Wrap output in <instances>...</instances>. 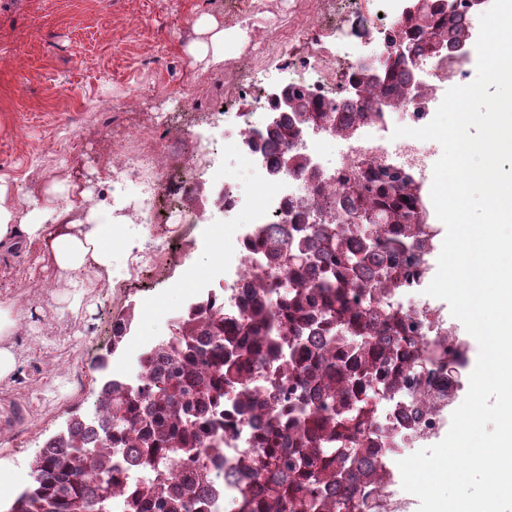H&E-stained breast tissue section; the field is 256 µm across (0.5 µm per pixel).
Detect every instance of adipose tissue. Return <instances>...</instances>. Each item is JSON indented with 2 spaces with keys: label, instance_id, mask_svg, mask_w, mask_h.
Listing matches in <instances>:
<instances>
[{
  "label": "adipose tissue",
  "instance_id": "obj_1",
  "mask_svg": "<svg viewBox=\"0 0 512 512\" xmlns=\"http://www.w3.org/2000/svg\"><path fill=\"white\" fill-rule=\"evenodd\" d=\"M194 27L203 36L192 48L194 57L210 65L223 62L229 51L242 48L247 42L246 29H226L208 15L199 17ZM61 212L52 206L33 205L20 211L7 202V189L0 185V247L22 241H39L48 224L59 223L60 228L51 238L53 261L58 269L70 272L73 287H82L81 276L90 269L101 274L100 288H110L105 273L111 266V254L103 241L111 231L112 213L104 208L90 209L83 222L61 224ZM20 314L13 303L0 300V382L10 380L17 370L18 355L10 339L14 336Z\"/></svg>",
  "mask_w": 512,
  "mask_h": 512
}]
</instances>
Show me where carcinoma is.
<instances>
[{
    "mask_svg": "<svg viewBox=\"0 0 512 512\" xmlns=\"http://www.w3.org/2000/svg\"><path fill=\"white\" fill-rule=\"evenodd\" d=\"M469 0H428L424 17H403L400 34L427 51V29L448 38L453 50L470 38L459 8ZM349 81L362 96L397 106L418 95L407 64L386 59L379 75L353 71ZM291 116L275 122L273 136L285 147L306 130L312 113L331 121L342 137L366 118L359 112H326L322 100L297 88ZM341 204L306 223L291 220L293 232H260L254 253L286 269L290 284L255 282L241 314H226L206 297L192 305L175 333L140 359L138 381L110 380L100 391L94 420L75 417L32 465V486L18 494L9 512H114L113 497L124 488L123 512H208L224 459V420L217 410L228 401L239 414L262 417L253 448L236 468L259 485L242 483L231 498L234 512H370L357 485L378 480L371 449L388 448L390 436L372 430L377 400L389 379L400 384L397 344L405 313L380 317L361 301L374 282L399 288L405 277L402 254L412 250L427 227L423 188L406 173L382 171L344 178ZM370 213L374 220L351 225ZM406 361L447 367L448 351L413 337L403 340ZM273 366L286 408L265 413L260 388L250 374Z\"/></svg>",
    "mask_w": 512,
    "mask_h": 512,
    "instance_id": "carcinoma-1",
    "label": "carcinoma"
}]
</instances>
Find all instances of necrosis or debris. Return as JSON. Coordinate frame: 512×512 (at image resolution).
I'll return each instance as SVG.
<instances>
[{
	"mask_svg": "<svg viewBox=\"0 0 512 512\" xmlns=\"http://www.w3.org/2000/svg\"><path fill=\"white\" fill-rule=\"evenodd\" d=\"M307 35L313 52L302 67L317 71L318 76L306 81V88L323 96L326 111H337L346 102L352 103L355 110H369V101H349L346 91L328 95L333 54L323 46L327 31L314 25L308 28ZM412 76L423 80V94L403 100L395 113L384 112L360 122L355 136L344 138L329 131H309L295 143V150L305 154L311 167L318 171L319 176L315 179L297 171H275L272 152L251 149L249 141L253 134L268 132L270 128L264 118L265 111L269 109L268 101H261L260 111L256 114L238 112L231 116L225 112L215 113V125L225 132V151L240 156L261 170L267 187L262 203L252 205L248 197L236 190L223 165L215 163L207 144H198L195 153L186 160L191 175L176 192L183 223H195V207L190 200L200 187H208L215 200L211 215L213 229L220 233L224 228H231L230 240L238 248L233 266L218 264L211 267L208 274L209 280L218 283V293L225 308H238L247 285L261 273L251 252L243 250V242L251 239L256 229H268L280 222L285 213H304L315 203L338 200L343 190L341 177L349 172L354 160H362L361 171L365 174L395 163L409 170L428 168L434 154L433 145L403 137L397 151L393 152L389 149L387 137L399 126L420 128L427 125L434 106L444 98L445 88L451 84H470L471 78L462 55L456 52L430 58L428 68H414ZM154 137L155 131L151 128L124 133V146L108 159L112 195L128 200L125 207L113 210L112 220L115 223L150 224L160 213V187L167 175V165L165 150L154 144ZM328 144L336 145V152L324 153L323 148ZM191 247L192 242L187 238L176 242L155 238L144 249L132 250L128 263L135 272L143 267L162 271L177 265ZM407 316L418 336L425 340L445 342L454 351L467 350V343L455 334L429 303L423 302L409 309ZM457 394V380L449 379L447 374L438 373L424 362L412 372L409 387L387 394L375 425L398 433L400 445L379 449L375 457L379 481L364 489L365 494L378 502V512H401L402 501L393 491L394 486L402 482L398 462L404 458L406 449L426 444L439 433Z\"/></svg>",
	"mask_w": 512,
	"mask_h": 512,
	"instance_id": "4bbe7bcc",
	"label": "necrosis or debris"
}]
</instances>
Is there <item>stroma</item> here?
Segmentation results:
<instances>
[{
	"label": "stroma",
	"mask_w": 512,
	"mask_h": 512,
	"mask_svg": "<svg viewBox=\"0 0 512 512\" xmlns=\"http://www.w3.org/2000/svg\"><path fill=\"white\" fill-rule=\"evenodd\" d=\"M331 6L328 0H0V179L12 201L45 196L58 205L85 192L97 194V207L111 208V198L101 194L107 173L95 161L119 142L106 137L105 128L156 120L182 125L189 112H248L254 98H238L234 89L242 72L252 73L257 96L273 82L302 77L307 41L300 36L284 57L259 59L246 48L216 66L196 61L189 47L199 38L194 23L200 15L226 28L249 19L289 30ZM332 7L343 24L370 28L366 41L337 42L341 71L357 52H378L393 21L381 0H338ZM182 86L191 98L178 104L172 97ZM111 97L122 99V107L94 110V102ZM75 99L87 110L74 111ZM189 231L200 247L167 279L151 272L130 279L126 244L156 235L175 240ZM104 245L112 253L113 287L93 288L96 274L85 272L87 288L77 307L46 242L0 250V296L21 312L13 337L17 371L0 383V481L12 492L32 485L34 459L72 415L93 418L105 380L136 381L141 357L170 336L209 267L234 262L229 239L204 226L190 228L177 211L153 224L120 228ZM130 312L129 335L107 369L97 370L114 322ZM73 371L80 382L70 381Z\"/></svg>",
	"instance_id": "1"
}]
</instances>
